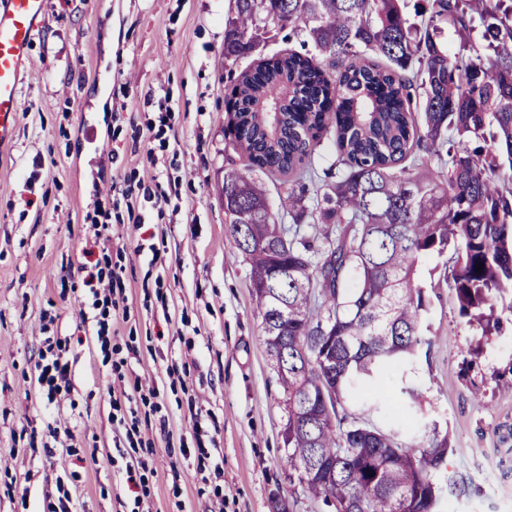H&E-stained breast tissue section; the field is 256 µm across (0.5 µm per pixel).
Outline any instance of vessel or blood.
<instances>
[{
	"label": "vessel or blood",
	"mask_w": 512,
	"mask_h": 512,
	"mask_svg": "<svg viewBox=\"0 0 512 512\" xmlns=\"http://www.w3.org/2000/svg\"><path fill=\"white\" fill-rule=\"evenodd\" d=\"M43 21L44 0H0V146L14 138L15 117L22 110L18 87Z\"/></svg>",
	"instance_id": "b4317fda"
}]
</instances>
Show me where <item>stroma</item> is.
Segmentation results:
<instances>
[{
    "label": "stroma",
    "mask_w": 512,
    "mask_h": 512,
    "mask_svg": "<svg viewBox=\"0 0 512 512\" xmlns=\"http://www.w3.org/2000/svg\"><path fill=\"white\" fill-rule=\"evenodd\" d=\"M233 12L234 0H45L19 86L24 110L0 149V474L31 504L78 469L79 512H131L108 391L138 383L160 391L134 406L142 439L155 444L150 512H271L276 493L290 512H326L286 478L282 389L224 221V171L239 161L224 139ZM137 183L152 197L126 201ZM96 224L111 225V241L96 242ZM105 257L123 288L112 318L127 360L121 382L81 339L84 306L71 291L79 267ZM49 312L70 341L73 388L48 411L23 371ZM426 323L430 346L405 377L426 396L414 437L448 430L444 512H512V441L500 440L512 425V391L500 381L512 324L482 335L445 285L431 292ZM186 362L189 376L166 375ZM50 420L97 448L96 459L76 466L62 447L47 462L30 457L23 431ZM200 443L214 465L196 483Z\"/></svg>",
    "instance_id": "35a3bbf8"
}]
</instances>
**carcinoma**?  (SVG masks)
<instances>
[{"label": "carcinoma", "mask_w": 512, "mask_h": 512, "mask_svg": "<svg viewBox=\"0 0 512 512\" xmlns=\"http://www.w3.org/2000/svg\"><path fill=\"white\" fill-rule=\"evenodd\" d=\"M234 2L225 60L253 54L270 24L314 47L228 70L224 97V137L240 156L224 171V214L283 391L288 482L334 512H436L448 432L404 442L424 392L403 385L406 414L386 425L383 388L429 345L435 283L420 282L422 259L454 248L440 276L459 317L486 334L500 328L494 300L512 293V0ZM477 31L488 67L463 55ZM331 132L335 180L311 199ZM486 139L495 150L467 146ZM420 150L437 165L416 170ZM263 175L288 178L294 232ZM310 219L329 225L322 239L300 234Z\"/></svg>", "instance_id": "obj_1"}]
</instances>
